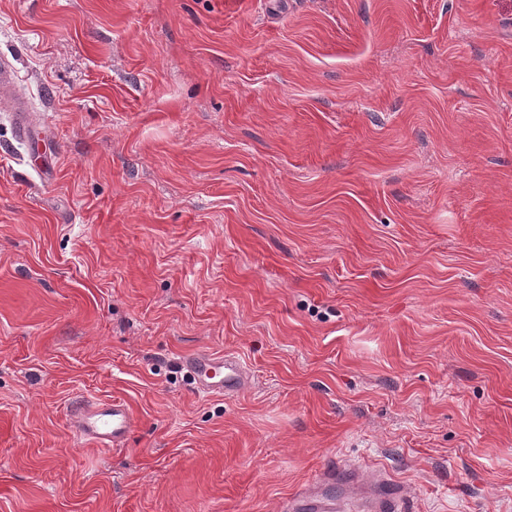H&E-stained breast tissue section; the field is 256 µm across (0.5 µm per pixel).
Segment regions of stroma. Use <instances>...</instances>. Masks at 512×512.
Listing matches in <instances>:
<instances>
[{
    "instance_id": "1",
    "label": "stroma",
    "mask_w": 512,
    "mask_h": 512,
    "mask_svg": "<svg viewBox=\"0 0 512 512\" xmlns=\"http://www.w3.org/2000/svg\"><path fill=\"white\" fill-rule=\"evenodd\" d=\"M2 54L53 174L0 117V512H280L330 458L512 512V0H0ZM196 390L206 396H235L251 382L247 366L232 354L194 353L181 360ZM77 435L102 450L124 447L136 417L121 400L87 401L72 411Z\"/></svg>"
}]
</instances>
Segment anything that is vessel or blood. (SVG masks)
Returning <instances> with one entry per match:
<instances>
[{
    "label": "vessel or blood",
    "mask_w": 512,
    "mask_h": 512,
    "mask_svg": "<svg viewBox=\"0 0 512 512\" xmlns=\"http://www.w3.org/2000/svg\"><path fill=\"white\" fill-rule=\"evenodd\" d=\"M19 76L9 59L0 57V113L8 117L15 138L27 154L41 149L39 121L32 102L18 91ZM181 364L199 393L211 397L234 396L251 382L247 366L232 354L194 353ZM78 436L97 448L110 450L126 445L136 418L120 400L88 401L72 411ZM405 485L381 469L357 467L342 473L335 463L321 468L314 482L288 497L289 512H406Z\"/></svg>",
    "instance_id": "vessel-or-blood-1"
}]
</instances>
